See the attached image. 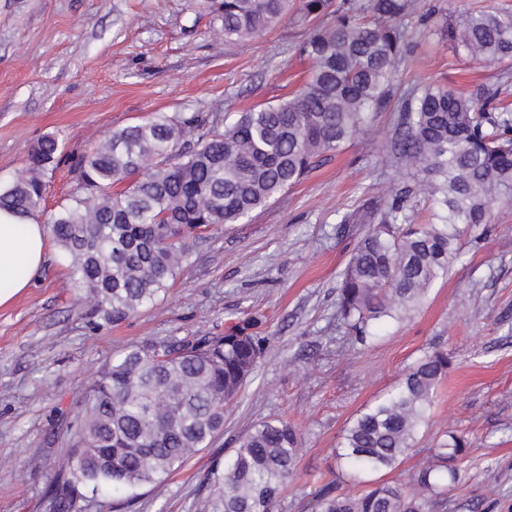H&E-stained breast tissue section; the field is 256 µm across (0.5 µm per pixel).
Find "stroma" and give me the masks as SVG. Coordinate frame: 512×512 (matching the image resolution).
<instances>
[{"instance_id": "stroma-1", "label": "stroma", "mask_w": 512, "mask_h": 512, "mask_svg": "<svg viewBox=\"0 0 512 512\" xmlns=\"http://www.w3.org/2000/svg\"><path fill=\"white\" fill-rule=\"evenodd\" d=\"M222 0H0V185L44 135L66 154L47 171L45 213L69 202L73 160L113 130L154 113L220 115L297 90L309 64L308 28L288 14L245 46L225 44ZM404 56L388 108L366 132L317 157L297 185L240 224L189 238L191 257L165 297L127 320L91 329L76 304L68 262L49 244L30 288L0 307V512H50L47 490L70 448L68 424L99 368L148 339L220 336L254 317L265 350L208 446L165 480L134 492L107 489L80 512H202L207 474L260 422L300 433L298 477L273 512H315V490L362 492L406 484L449 434L470 441L455 461L445 512H512V200L462 238L446 278L407 319L354 340L336 288L357 243L391 193L413 182L397 150L407 90L444 85L512 102L505 66L466 58L448 25L481 5L512 0H410ZM447 351L431 416L396 468L356 475L337 455L349 422L402 381L424 354Z\"/></svg>"}]
</instances>
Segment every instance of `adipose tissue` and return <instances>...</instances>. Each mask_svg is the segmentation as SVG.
<instances>
[{
  "label": "adipose tissue",
  "mask_w": 512,
  "mask_h": 512,
  "mask_svg": "<svg viewBox=\"0 0 512 512\" xmlns=\"http://www.w3.org/2000/svg\"><path fill=\"white\" fill-rule=\"evenodd\" d=\"M48 229L0 210V306L29 288L47 253Z\"/></svg>",
  "instance_id": "ef3b65f1"
}]
</instances>
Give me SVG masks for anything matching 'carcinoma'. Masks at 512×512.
Listing matches in <instances>:
<instances>
[{
    "label": "carcinoma",
    "instance_id": "obj_1",
    "mask_svg": "<svg viewBox=\"0 0 512 512\" xmlns=\"http://www.w3.org/2000/svg\"><path fill=\"white\" fill-rule=\"evenodd\" d=\"M291 0H224V42L239 44L272 28ZM333 9L336 22L316 27L299 45L311 62L299 90L251 108L219 129L220 118L168 115L112 131L78 163L70 203L47 221L71 268L89 325L121 322L167 293L190 255L195 229L240 224L299 183L314 159L354 139L370 112L390 102L403 52L397 21L409 0H300L314 20ZM467 57L512 60V12H467L448 26ZM445 86L414 88L402 106L400 152L413 171V193L432 202L415 224L406 197L394 195L357 245L337 288L336 306L361 344L376 321L415 312L448 272L463 234L487 223L490 205L512 199V110ZM61 143L43 136L28 165L0 187V209L34 215L44 173ZM120 185L122 189L114 190ZM255 318L222 336L195 342L145 340L105 362L86 388L84 410L70 426L71 448L48 489L51 512H74V500L103 486L134 489L162 481L205 448L224 423V405L255 369L265 337ZM450 366L434 350L384 399L346 427L341 456L362 473L392 470L412 449ZM469 439L451 434L405 487L380 483L367 492L314 494L318 512H434L447 507L451 461ZM302 438L283 419L263 421L224 468L210 471L204 512H272L293 478Z\"/></svg>",
    "mask_w": 512,
    "mask_h": 512
}]
</instances>
